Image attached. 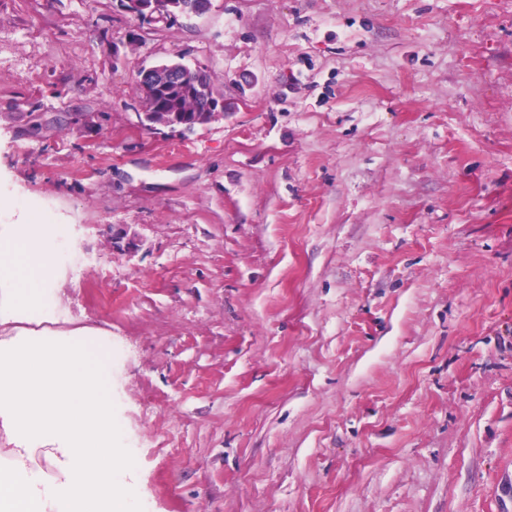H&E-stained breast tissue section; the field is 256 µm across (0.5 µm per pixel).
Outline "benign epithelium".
<instances>
[{"label":"benign epithelium","mask_w":512,"mask_h":512,"mask_svg":"<svg viewBox=\"0 0 512 512\" xmlns=\"http://www.w3.org/2000/svg\"><path fill=\"white\" fill-rule=\"evenodd\" d=\"M208 9L209 0H200L191 7L187 5V0H125V10L146 24L176 20L191 14L199 16ZM183 68L182 64L144 68L139 71V84L142 95L149 98H155L161 93L170 94L168 104L158 110V114L162 116L159 126L192 133L224 114V99H210L202 111L191 115L182 114L177 105V97L200 89L197 79L190 77ZM107 242L114 250L126 251L136 246V237L130 225L114 224L107 232Z\"/></svg>","instance_id":"obj_1"}]
</instances>
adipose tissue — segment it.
Returning a JSON list of instances; mask_svg holds the SVG:
<instances>
[{
  "instance_id": "ef3b65f1",
  "label": "adipose tissue",
  "mask_w": 512,
  "mask_h": 512,
  "mask_svg": "<svg viewBox=\"0 0 512 512\" xmlns=\"http://www.w3.org/2000/svg\"><path fill=\"white\" fill-rule=\"evenodd\" d=\"M61 252H48L41 238L14 232L0 237V272L13 283L6 319L33 320L52 308V272Z\"/></svg>"
}]
</instances>
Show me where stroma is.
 I'll list each match as a JSON object with an SVG mask.
<instances>
[{
	"mask_svg": "<svg viewBox=\"0 0 512 512\" xmlns=\"http://www.w3.org/2000/svg\"><path fill=\"white\" fill-rule=\"evenodd\" d=\"M169 61L223 117L140 125ZM32 210L143 512H512V0H0V228ZM125 10L146 24L190 17L187 0H125ZM107 242L112 250L126 251L133 249L136 244L135 233L128 224H113L107 232Z\"/></svg>",
	"mask_w": 512,
	"mask_h": 512,
	"instance_id": "1",
	"label": "stroma"
}]
</instances>
